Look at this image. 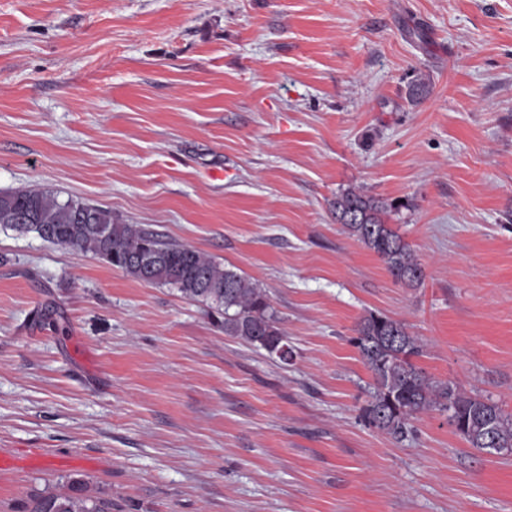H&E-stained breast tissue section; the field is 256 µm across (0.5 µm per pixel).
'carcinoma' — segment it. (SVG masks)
Segmentation results:
<instances>
[{
    "mask_svg": "<svg viewBox=\"0 0 512 512\" xmlns=\"http://www.w3.org/2000/svg\"><path fill=\"white\" fill-rule=\"evenodd\" d=\"M336 220L384 262L392 279L410 287L423 280V268L410 245L385 224L391 205L349 188L332 203ZM0 224L20 234L35 233L55 245L90 253L135 280L167 286L183 298L204 304L224 317V334L263 349L282 364L295 354L278 351L288 338L277 325L267 295L235 270L195 248L165 239L138 224H117L112 212L79 200L61 201L37 189L0 193ZM148 257L142 265L139 258ZM350 338L374 384L362 418L397 441L414 432L412 421L427 411L448 416V425L475 449L512 448V416L496 403L462 392L451 382L433 381L412 362L421 352L404 324L376 312L365 315ZM29 512H110L87 495L86 483L74 478L70 493L47 487Z\"/></svg>",
    "mask_w": 512,
    "mask_h": 512,
    "instance_id": "obj_1",
    "label": "carcinoma"
}]
</instances>
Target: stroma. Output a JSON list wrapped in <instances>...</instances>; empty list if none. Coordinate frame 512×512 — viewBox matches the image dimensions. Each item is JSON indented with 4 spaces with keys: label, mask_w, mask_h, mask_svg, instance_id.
<instances>
[{
    "label": "stroma",
    "mask_w": 512,
    "mask_h": 512,
    "mask_svg": "<svg viewBox=\"0 0 512 512\" xmlns=\"http://www.w3.org/2000/svg\"><path fill=\"white\" fill-rule=\"evenodd\" d=\"M425 80L429 94L410 100ZM388 202L422 284L338 224ZM108 209L264 289L279 366L223 319L0 226V512L83 479L112 512H512V455L361 418L371 312L512 413V0H0V192ZM44 457L38 451H31L29 454L20 456L9 451H0V472H11L20 467L35 468L41 467Z\"/></svg>",
    "instance_id": "1"
}]
</instances>
